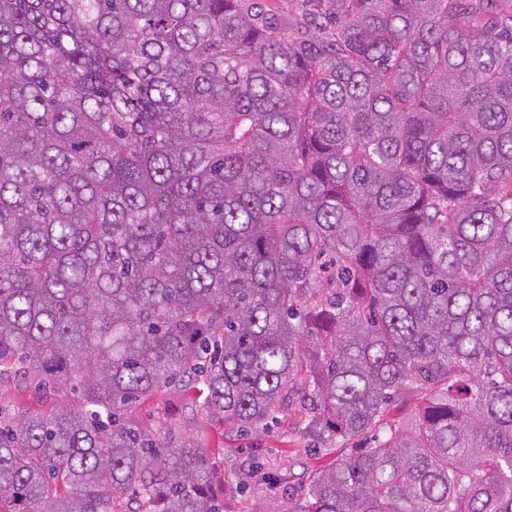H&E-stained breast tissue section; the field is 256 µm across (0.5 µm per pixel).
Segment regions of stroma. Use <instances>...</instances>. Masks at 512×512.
I'll return each mask as SVG.
<instances>
[{
  "instance_id": "obj_1",
  "label": "stroma",
  "mask_w": 512,
  "mask_h": 512,
  "mask_svg": "<svg viewBox=\"0 0 512 512\" xmlns=\"http://www.w3.org/2000/svg\"><path fill=\"white\" fill-rule=\"evenodd\" d=\"M269 22L288 32H301L316 23L327 22L336 0H258ZM75 395L49 397L35 388L14 384L0 387V409L19 415L50 409L59 402H75ZM132 418L145 431L165 429L173 441L192 439L204 448L214 463L222 465L229 480L224 490L228 512H245L255 502L275 501L286 512L288 496L304 484L307 475L331 464L334 454L307 452L306 443L279 427L267 433L228 436L221 424L208 421L188 407L184 398L161 394L135 407ZM264 464L263 477L253 481L245 494L235 491L233 482L251 458Z\"/></svg>"
}]
</instances>
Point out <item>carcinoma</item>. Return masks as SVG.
Segmentation results:
<instances>
[{"label": "carcinoma", "mask_w": 512, "mask_h": 512, "mask_svg": "<svg viewBox=\"0 0 512 512\" xmlns=\"http://www.w3.org/2000/svg\"><path fill=\"white\" fill-rule=\"evenodd\" d=\"M346 0H0V512H224L122 421L372 435L288 512H512V14ZM416 397L396 427L390 403ZM262 6L264 17L287 32H301L317 22L327 23L336 0H247ZM70 402L76 403V395L60 394L46 397L42 392L34 388V385L28 389L15 387L12 382L0 388V407L6 411L15 414L17 418L22 413L49 410L56 403Z\"/></svg>", "instance_id": "obj_1"}]
</instances>
